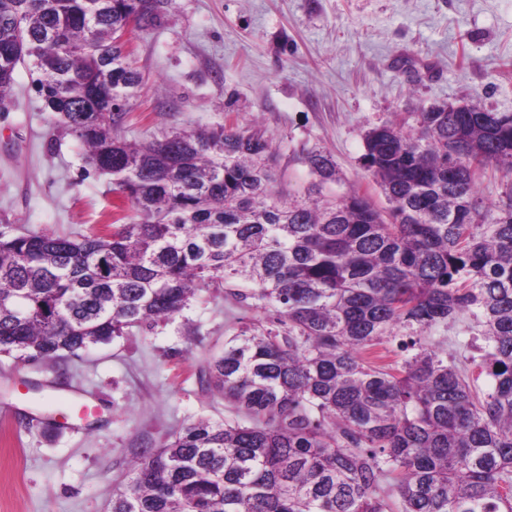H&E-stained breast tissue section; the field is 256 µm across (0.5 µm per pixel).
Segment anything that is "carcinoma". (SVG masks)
Returning <instances> with one entry per match:
<instances>
[{
	"label": "carcinoma",
	"mask_w": 512,
	"mask_h": 512,
	"mask_svg": "<svg viewBox=\"0 0 512 512\" xmlns=\"http://www.w3.org/2000/svg\"><path fill=\"white\" fill-rule=\"evenodd\" d=\"M171 5L0 0V97L29 65L126 208L110 233L0 236V354L75 355L222 289L263 314L208 366L245 420H193L145 449L111 512H512V112L430 106L367 130L384 211L332 188L316 148L299 199L258 129L121 135L142 75L118 38ZM489 166L502 192L485 204ZM465 313L485 341L477 376L427 343ZM389 342L400 359L368 361Z\"/></svg>",
	"instance_id": "1"
}]
</instances>
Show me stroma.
Returning a JSON list of instances; mask_svg holds the SVG:
<instances>
[{
  "label": "stroma",
  "instance_id": "35a3bbf8",
  "mask_svg": "<svg viewBox=\"0 0 512 512\" xmlns=\"http://www.w3.org/2000/svg\"><path fill=\"white\" fill-rule=\"evenodd\" d=\"M143 76L121 130L131 141L220 123L259 126L284 190L310 180L305 150L330 154L342 186L385 200L363 169L370 127L431 105L512 112V0H174L127 36ZM0 112V235L86 234L111 223L112 178L50 119L28 66ZM249 312L222 292L172 321L55 361L0 355V512H110L131 463L199 418L233 417L205 380ZM432 344L480 357L468 319ZM94 406L80 415L74 402Z\"/></svg>",
  "mask_w": 512,
  "mask_h": 512
}]
</instances>
